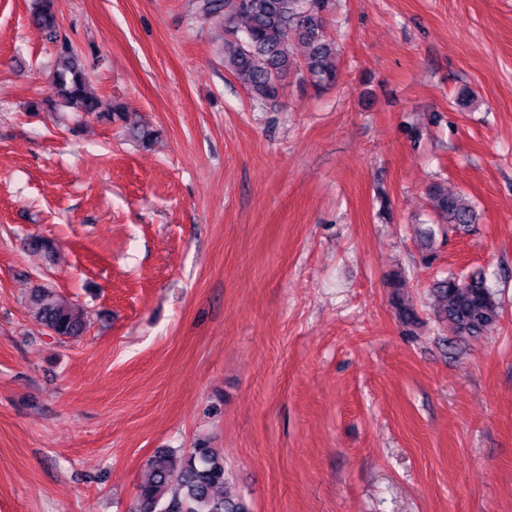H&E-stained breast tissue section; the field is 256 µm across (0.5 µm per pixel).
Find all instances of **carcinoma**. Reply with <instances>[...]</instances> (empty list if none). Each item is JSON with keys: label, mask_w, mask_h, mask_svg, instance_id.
I'll list each match as a JSON object with an SVG mask.
<instances>
[{"label": "carcinoma", "mask_w": 512, "mask_h": 512, "mask_svg": "<svg viewBox=\"0 0 512 512\" xmlns=\"http://www.w3.org/2000/svg\"><path fill=\"white\" fill-rule=\"evenodd\" d=\"M333 2L203 0L202 9L224 17L228 33L224 65L253 100L267 106L277 104L291 78L318 91L338 83V49L326 31ZM29 20L56 47L53 96L31 103L30 110H49L60 102L99 121L128 123L129 109L121 101L100 110L78 50L60 31L56 0H32ZM297 45L304 48L303 54L294 52ZM428 195L440 223L448 228L465 230L476 222L474 206L465 194L433 183ZM411 281L405 270L388 276L391 308L409 336L422 323L420 312L406 299ZM430 296L438 322L460 338L491 333L501 315L497 293L481 272L442 276L434 281ZM25 304L32 319L64 339L80 337L86 330L84 311L50 285L30 288ZM227 484L224 456L209 441H198L187 455L161 448L144 465L134 512H250L243 499L229 495Z\"/></svg>", "instance_id": "cac0c4a2"}]
</instances>
